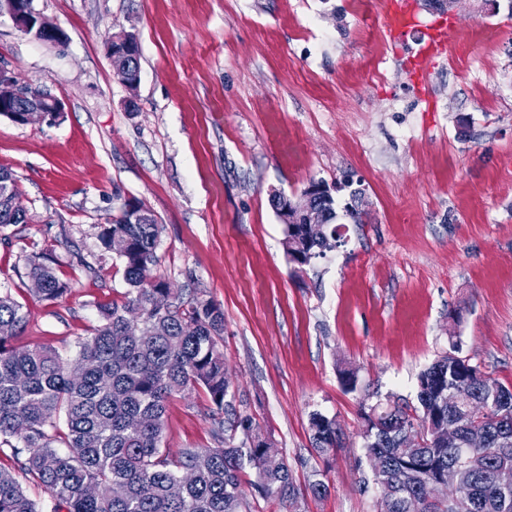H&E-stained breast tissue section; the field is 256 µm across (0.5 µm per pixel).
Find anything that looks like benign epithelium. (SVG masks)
Returning <instances> with one entry per match:
<instances>
[{"instance_id": "1", "label": "benign epithelium", "mask_w": 512, "mask_h": 512, "mask_svg": "<svg viewBox=\"0 0 512 512\" xmlns=\"http://www.w3.org/2000/svg\"><path fill=\"white\" fill-rule=\"evenodd\" d=\"M8 15L16 28L44 43L60 42L64 38L61 29L49 23L33 6V0H0V16ZM131 42L124 34L113 36L109 46L114 75L127 87L139 85L140 68L137 67L138 52L130 50ZM63 112L62 102L46 94L30 95L16 75L0 66V116L15 124L24 125L38 118L52 122ZM330 191L325 183L312 182L302 191L290 196L283 195L279 213L285 224H306L311 232L318 234L322 224L319 213L320 196ZM456 472L448 477L427 483L425 495L428 499H443L457 490Z\"/></svg>"}]
</instances>
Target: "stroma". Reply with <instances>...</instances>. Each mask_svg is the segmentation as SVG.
I'll return each instance as SVG.
<instances>
[{
	"instance_id": "35a3bbf8",
	"label": "stroma",
	"mask_w": 512,
	"mask_h": 512,
	"mask_svg": "<svg viewBox=\"0 0 512 512\" xmlns=\"http://www.w3.org/2000/svg\"><path fill=\"white\" fill-rule=\"evenodd\" d=\"M385 2L356 14L349 0H33L65 34L52 44L0 16V65L64 107L52 123L0 117V168L28 217L0 228V293L27 316L21 343L73 358L100 304L124 302L123 265L100 234L141 202L161 229L155 274L224 312L237 409L298 486L327 485L303 512H377L370 394L416 404L419 372L454 348L512 388V0L451 14L413 0L397 39ZM442 24L446 47L415 72ZM121 32L139 45L133 93L108 54ZM312 177L352 181L368 217L351 223L337 192L338 245L297 270L271 195ZM42 250L71 286L55 302L26 275ZM315 412L336 420L340 448L313 447ZM215 444L205 394L173 396L163 447Z\"/></svg>"
}]
</instances>
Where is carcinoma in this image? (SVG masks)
Segmentation results:
<instances>
[{"mask_svg": "<svg viewBox=\"0 0 512 512\" xmlns=\"http://www.w3.org/2000/svg\"><path fill=\"white\" fill-rule=\"evenodd\" d=\"M19 190L0 201V227L18 224ZM324 235L304 224H287L283 246L288 261L303 267L336 242L334 199L325 202ZM156 217L134 221L123 209L101 239L116 253L129 286L124 303L101 304L100 324L79 343L75 358H63L45 344L16 346L26 323L23 307L0 295V444L22 456L20 469L56 498L53 512H257L261 499L296 512L299 489L288 462L265 451L253 418L236 409L226 386L224 312L210 299L186 300L153 275L159 244ZM47 252L27 259L32 292L46 301L65 296ZM137 309L140 330L125 334V317ZM200 389L224 414L218 444L184 448L170 455L162 447L169 399ZM419 407L376 404L363 412L366 450L383 458L374 484L388 483L396 494L380 501L379 512H512V487L494 479L512 467V388L489 382L478 366L450 351L418 377ZM484 403L481 418L462 401ZM63 419L59 428L57 419ZM456 426L464 439L483 433L485 448L448 443L439 428ZM313 445L321 452L339 445L336 421L311 414ZM421 433L416 448H401L404 431ZM65 444L60 451L55 443ZM462 469L461 495L454 502L424 503L423 482ZM0 512H39L11 471L0 468Z\"/></svg>", "mask_w": 512, "mask_h": 512, "instance_id": "obj_1", "label": "carcinoma"}]
</instances>
